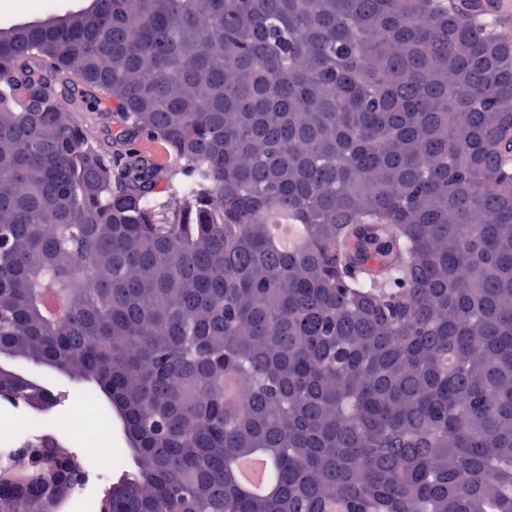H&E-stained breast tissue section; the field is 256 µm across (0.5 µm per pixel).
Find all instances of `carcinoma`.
Wrapping results in <instances>:
<instances>
[{"label": "carcinoma", "mask_w": 512, "mask_h": 512, "mask_svg": "<svg viewBox=\"0 0 512 512\" xmlns=\"http://www.w3.org/2000/svg\"><path fill=\"white\" fill-rule=\"evenodd\" d=\"M495 9L98 0L0 33V353L91 382L120 417L135 468L101 512H512ZM101 89L110 154L74 116ZM276 211L303 227L292 251ZM1 400L46 416L57 397L4 367ZM20 447L0 512L81 489L55 434ZM257 453L262 497L234 470ZM141 151L147 155L153 164L161 171H167L171 164L167 146L159 139H149L142 143Z\"/></svg>", "instance_id": "carcinoma-1"}]
</instances>
